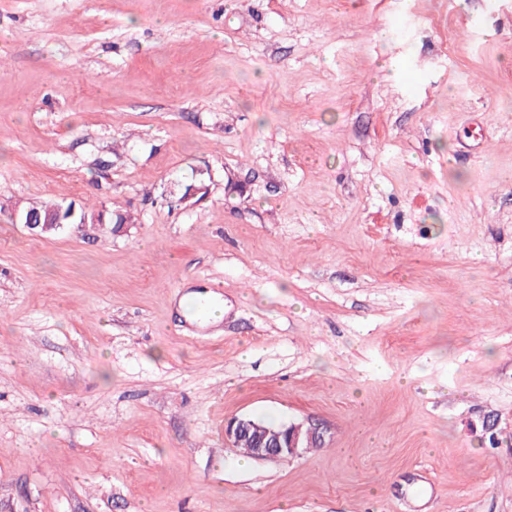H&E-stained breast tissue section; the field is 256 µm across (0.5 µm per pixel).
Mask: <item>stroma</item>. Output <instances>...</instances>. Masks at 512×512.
Returning <instances> with one entry per match:
<instances>
[{
  "label": "stroma",
  "mask_w": 512,
  "mask_h": 512,
  "mask_svg": "<svg viewBox=\"0 0 512 512\" xmlns=\"http://www.w3.org/2000/svg\"><path fill=\"white\" fill-rule=\"evenodd\" d=\"M0 512H512V0H0ZM76 208V214L78 217L82 215H86L89 221L91 222L93 216L95 215V210H88L85 207H82L80 205L76 206L75 201H61V202H52V203H44L36 206L29 207V211L32 213L39 212L42 214H22L20 216L21 224H24L25 227H27L31 231H37L38 228H42L46 230L51 226V224H54L53 226H63V224H70L74 222L76 219L70 218V211L72 207ZM58 207L62 208L60 221H59V209ZM56 208V209H53ZM48 209H52L47 211ZM47 211V212H46ZM46 212V213H45ZM45 214V215H44ZM58 224V225H57ZM38 232V231H37ZM252 420L270 428H260ZM252 420L243 417L228 421L224 426V437L228 443L235 446L242 435L253 430L255 444L251 437H246L235 447L243 450L249 457L252 456V448H254V457L259 459H288L299 455L302 451L319 448L324 444L329 431L327 427L311 421L307 434L301 436L303 427L301 424L275 425L265 420L262 421L267 423Z\"/></svg>",
  "instance_id": "1"
}]
</instances>
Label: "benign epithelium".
I'll list each match as a JSON object with an SVG mask.
<instances>
[{
    "instance_id": "obj_1",
    "label": "benign epithelium",
    "mask_w": 512,
    "mask_h": 512,
    "mask_svg": "<svg viewBox=\"0 0 512 512\" xmlns=\"http://www.w3.org/2000/svg\"><path fill=\"white\" fill-rule=\"evenodd\" d=\"M59 209H52L41 216L27 213L20 216V221L29 230L39 228L47 229L51 225L59 224ZM254 433V457L259 459H288L299 455L303 451L321 447L328 434V428L309 423L306 435H301L302 425L282 424L277 428H261L247 417L235 418L224 426V437L228 443L234 445L238 439L248 433Z\"/></svg>"
}]
</instances>
